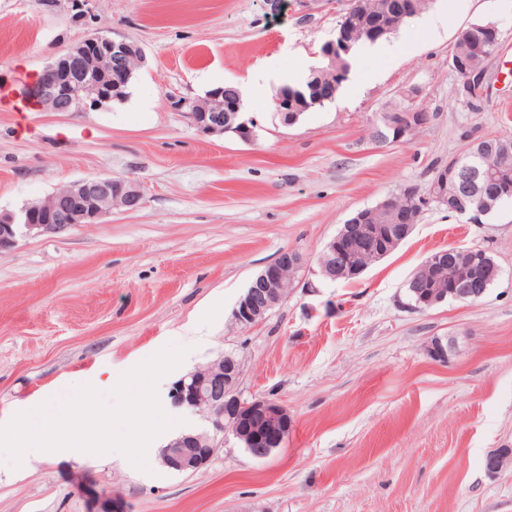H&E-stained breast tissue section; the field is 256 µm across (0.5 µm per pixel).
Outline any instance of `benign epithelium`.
Returning a JSON list of instances; mask_svg holds the SVG:
<instances>
[{
	"instance_id": "1",
	"label": "benign epithelium",
	"mask_w": 512,
	"mask_h": 512,
	"mask_svg": "<svg viewBox=\"0 0 512 512\" xmlns=\"http://www.w3.org/2000/svg\"><path fill=\"white\" fill-rule=\"evenodd\" d=\"M50 12H63L74 26L87 29L86 36L70 46L44 70L47 79L35 86L32 95L38 107L47 112H86L123 98L136 69L145 62L139 43L116 40L94 26L93 0H43ZM500 31L496 24L471 25L462 31L469 47L497 49ZM449 64L461 78L459 94L472 98L481 94L485 69L473 66L466 54L452 50ZM225 89L215 88L207 99L199 101L173 96L171 108L185 115L203 136L233 133L251 141L256 137L257 122L243 118L240 102L225 99ZM276 112L281 122L298 121L297 103L288 91L275 97ZM388 136L401 141L426 124L428 114L413 105L406 106L396 117L390 112L379 115ZM475 155L472 147L452 158L440 171L435 182L434 199L450 205V210L464 212L461 198L475 186L477 170L463 164ZM143 194L131 181L105 177L86 178L60 187L46 198L30 203L17 212L0 211V254L12 249L22 233H57L78 224H99L114 209L128 212L142 206ZM378 211L396 214V224H374L371 217ZM414 218L402 210L393 197L373 207L358 211L340 235L323 247L318 266L321 277L336 281L355 268V259L370 261L382 257L409 236ZM300 253L285 250L266 266L249 284L233 310L236 325L250 327L287 298L288 272L305 265ZM416 293L426 294L423 302L431 306L444 299L435 289L415 277L407 282ZM487 280L481 276L453 278L446 294L463 303H476L486 294ZM241 365L232 356L196 369L175 382L168 392L173 406L201 414L212 423L210 433H190L170 441L161 449L162 464L170 471L195 472L203 468L218 447V436L230 434L243 443L250 454L265 459L281 447L288 436L291 418L286 408L267 398L246 401L237 392ZM512 464V448H498L485 459V469L495 474Z\"/></svg>"
}]
</instances>
